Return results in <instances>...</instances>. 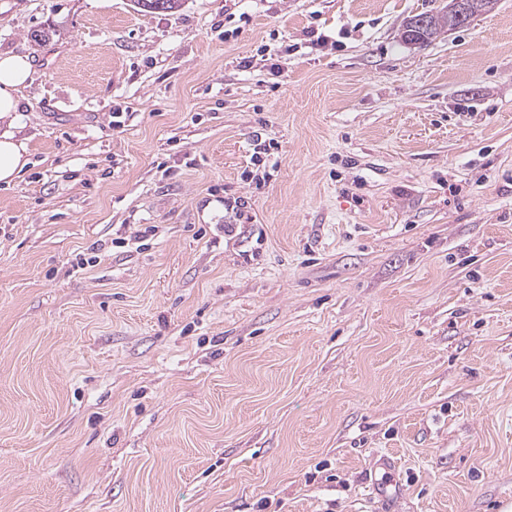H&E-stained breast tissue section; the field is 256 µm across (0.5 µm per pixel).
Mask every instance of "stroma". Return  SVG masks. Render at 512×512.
<instances>
[{"label":"stroma","instance_id":"1","mask_svg":"<svg viewBox=\"0 0 512 512\" xmlns=\"http://www.w3.org/2000/svg\"><path fill=\"white\" fill-rule=\"evenodd\" d=\"M447 4L0 0V512H512V0ZM448 18L444 13H421L410 19L408 23L417 30L426 28V18L420 15L427 16V26L429 27L430 34L435 37L438 33L443 31L448 24L452 28H459L467 26L471 23L474 17L478 15L479 9L476 2L472 0H448V7L446 8ZM31 66L27 55L0 54V182L6 184L29 162L27 144L17 131L22 126L20 94L33 81Z\"/></svg>","mask_w":512,"mask_h":512}]
</instances>
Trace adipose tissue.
I'll use <instances>...</instances> for the list:
<instances>
[{"label": "adipose tissue", "instance_id": "ef3b65f1", "mask_svg": "<svg viewBox=\"0 0 512 512\" xmlns=\"http://www.w3.org/2000/svg\"><path fill=\"white\" fill-rule=\"evenodd\" d=\"M28 56L0 54V182L11 183L27 166L25 141L17 136L21 126V92L32 82Z\"/></svg>", "mask_w": 512, "mask_h": 512}]
</instances>
